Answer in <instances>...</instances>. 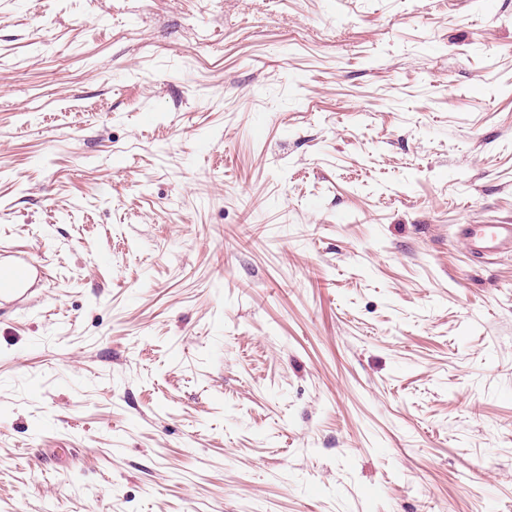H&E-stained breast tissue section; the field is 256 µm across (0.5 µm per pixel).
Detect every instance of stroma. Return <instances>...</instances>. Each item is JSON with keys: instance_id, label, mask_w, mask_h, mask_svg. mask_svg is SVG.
<instances>
[{"instance_id": "stroma-1", "label": "stroma", "mask_w": 512, "mask_h": 512, "mask_svg": "<svg viewBox=\"0 0 512 512\" xmlns=\"http://www.w3.org/2000/svg\"><path fill=\"white\" fill-rule=\"evenodd\" d=\"M512 0H0V512H512ZM459 233L476 256L512 254V224H466ZM4 251L0 249V302L20 304L40 278V269L20 251Z\"/></svg>"}]
</instances>
